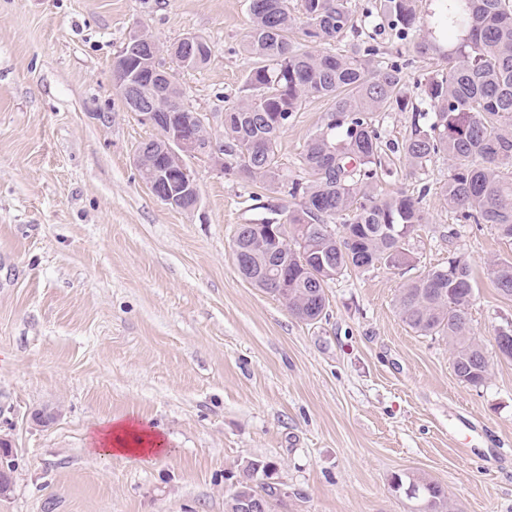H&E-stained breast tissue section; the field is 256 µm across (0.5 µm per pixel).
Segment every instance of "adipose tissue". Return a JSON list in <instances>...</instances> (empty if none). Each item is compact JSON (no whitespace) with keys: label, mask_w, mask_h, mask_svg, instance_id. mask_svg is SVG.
<instances>
[{"label":"adipose tissue","mask_w":512,"mask_h":512,"mask_svg":"<svg viewBox=\"0 0 512 512\" xmlns=\"http://www.w3.org/2000/svg\"><path fill=\"white\" fill-rule=\"evenodd\" d=\"M92 451L100 456H131L139 461H149L162 453V437L137 420L114 421L98 429L92 440Z\"/></svg>","instance_id":"obj_1"}]
</instances>
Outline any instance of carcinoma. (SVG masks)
<instances>
[{
	"label": "carcinoma",
	"mask_w": 512,
	"mask_h": 512,
	"mask_svg": "<svg viewBox=\"0 0 512 512\" xmlns=\"http://www.w3.org/2000/svg\"><path fill=\"white\" fill-rule=\"evenodd\" d=\"M417 0H372L367 15L378 14L400 41L421 57L438 55L446 67L424 83V97L411 101L404 92L403 65L376 59L378 50L358 41L348 54L304 48L334 40L354 27L348 0H301L303 42L290 33L296 25L288 0H249L250 27L245 51L255 59L241 100L224 111V175L244 182L277 186L300 198L288 211L278 249L263 225L250 232L244 263L253 285L278 298L303 321L318 319L329 282L349 271L363 273L377 264L398 268L410 262L407 239L425 223L423 196L397 191L383 197L375 177L382 140L373 123L376 112H412L410 132L390 150L415 170L435 156L448 158V182L441 187L448 209L468 224H487L512 244V0H440L422 20ZM178 67L204 68L209 41L192 35L169 47ZM153 68L146 49L132 53L127 78L139 83L151 112H182L185 96L177 80L148 77ZM309 98L333 102L323 127L311 134L300 157L304 179L280 180L279 140L294 112ZM352 215L347 220L345 216ZM342 220V230L336 221ZM496 288L512 297V261L493 264ZM473 298L469 263L454 254L401 288L397 309L422 336H441L452 348L458 380L479 387L488 379L489 359L472 336L468 307ZM273 465L248 462L225 496V512H236L242 496L262 490L258 480ZM396 489H414L417 512H448L444 489L415 474L398 475Z\"/></svg>",
	"instance_id": "obj_1"
}]
</instances>
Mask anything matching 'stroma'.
Returning a JSON list of instances; mask_svg holds the SVG:
<instances>
[{"mask_svg":"<svg viewBox=\"0 0 512 512\" xmlns=\"http://www.w3.org/2000/svg\"><path fill=\"white\" fill-rule=\"evenodd\" d=\"M322 48L369 39L412 59L407 95L439 63L364 19ZM211 42L200 70L176 73L214 140L253 65L248 0H0V436L15 469L0 512H224L229 479L272 462L286 512H414L402 473L441 485L452 512H512V360L495 349L512 324L491 265L512 245L463 224L440 188L448 161L419 171L386 157L379 194L422 196L426 224L409 265L330 282L321 319L291 316L245 281L233 254L243 224L285 222L291 197L192 160L201 204L152 194L133 162L154 129L123 101L113 62L130 34ZM331 103L310 98L280 139V176ZM461 256L474 270L470 327L490 360L481 387L454 374L448 341L421 336L396 308L411 278ZM56 412L35 422V411ZM159 432L147 464L91 454L112 419Z\"/></svg>","mask_w":512,"mask_h":512,"instance_id":"35a3bbf8","label":"stroma"}]
</instances>
